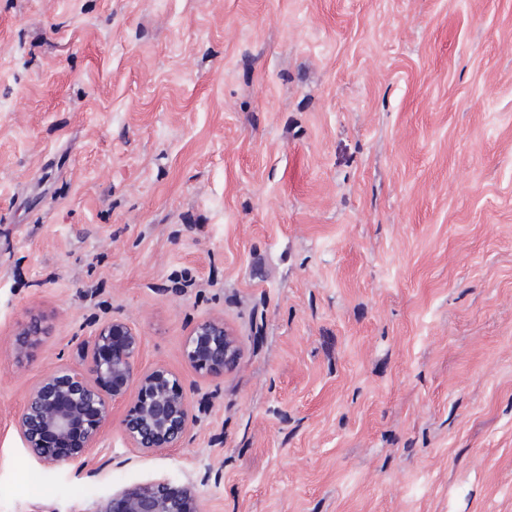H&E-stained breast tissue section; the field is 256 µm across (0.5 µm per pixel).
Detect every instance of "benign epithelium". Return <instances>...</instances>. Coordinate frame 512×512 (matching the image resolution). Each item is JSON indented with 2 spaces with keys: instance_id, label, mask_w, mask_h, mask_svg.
Returning <instances> with one entry per match:
<instances>
[{
  "instance_id": "benign-epithelium-1",
  "label": "benign epithelium",
  "mask_w": 512,
  "mask_h": 512,
  "mask_svg": "<svg viewBox=\"0 0 512 512\" xmlns=\"http://www.w3.org/2000/svg\"><path fill=\"white\" fill-rule=\"evenodd\" d=\"M42 327H23L15 339L21 357L35 343ZM141 336L128 324L112 321L91 337L86 365L59 366L29 391L16 430L31 455L46 467L86 458L97 444L115 405L129 386L137 393L121 425L131 448L150 452L172 448L190 428L189 401L180 379L157 366L137 373ZM184 352L203 375L233 369L241 357L238 339L220 317L199 324L186 338ZM95 512H203L188 485L166 480L138 483L112 494Z\"/></svg>"
}]
</instances>
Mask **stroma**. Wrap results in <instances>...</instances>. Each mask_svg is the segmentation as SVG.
<instances>
[{
	"mask_svg": "<svg viewBox=\"0 0 512 512\" xmlns=\"http://www.w3.org/2000/svg\"><path fill=\"white\" fill-rule=\"evenodd\" d=\"M223 318L242 357L184 355ZM46 329L24 360L13 341ZM187 393L48 468L15 422L102 325ZM512 512V0H0V512ZM184 352L196 371L203 375L231 370L241 357L238 339L220 317L199 324L186 338ZM94 512H203L191 486H174L158 480L138 483L112 494Z\"/></svg>",
	"mask_w": 512,
	"mask_h": 512,
	"instance_id": "1",
	"label": "stroma"
}]
</instances>
